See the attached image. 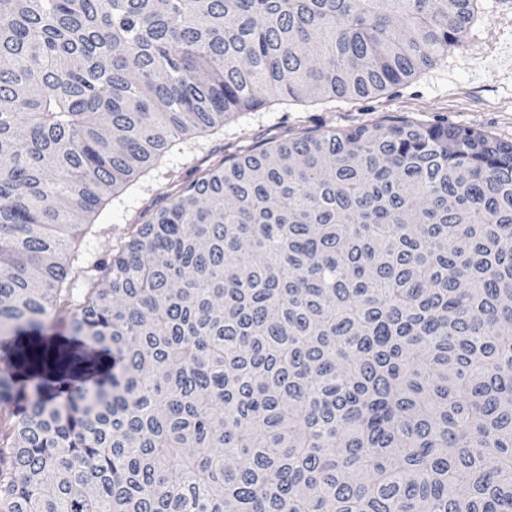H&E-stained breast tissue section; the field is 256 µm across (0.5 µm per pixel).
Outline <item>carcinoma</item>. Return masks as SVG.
<instances>
[{
  "label": "carcinoma",
  "instance_id": "obj_1",
  "mask_svg": "<svg viewBox=\"0 0 512 512\" xmlns=\"http://www.w3.org/2000/svg\"><path fill=\"white\" fill-rule=\"evenodd\" d=\"M481 0H0V512H512V143L443 121L109 196L236 112L379 95Z\"/></svg>",
  "mask_w": 512,
  "mask_h": 512
}]
</instances>
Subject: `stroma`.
<instances>
[{
	"instance_id": "1",
	"label": "stroma",
	"mask_w": 512,
	"mask_h": 512,
	"mask_svg": "<svg viewBox=\"0 0 512 512\" xmlns=\"http://www.w3.org/2000/svg\"><path fill=\"white\" fill-rule=\"evenodd\" d=\"M405 119H444L512 141V0H484L464 46L384 95L325 105L263 106L234 114L214 134L183 140L145 176L110 198L82 231L74 254L76 265L86 272L79 287L91 279L102 281L99 262L111 259L116 247L128 241L148 205H167L170 187L195 169L273 136Z\"/></svg>"
}]
</instances>
